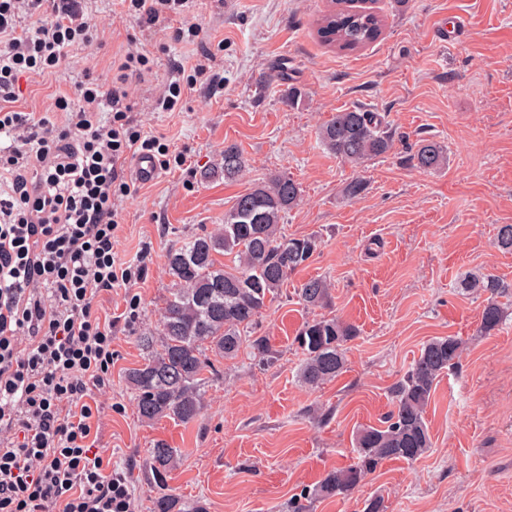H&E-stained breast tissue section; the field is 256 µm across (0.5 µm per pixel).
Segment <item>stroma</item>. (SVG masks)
I'll use <instances>...</instances> for the list:
<instances>
[{"instance_id":"1","label":"stroma","mask_w":512,"mask_h":512,"mask_svg":"<svg viewBox=\"0 0 512 512\" xmlns=\"http://www.w3.org/2000/svg\"><path fill=\"white\" fill-rule=\"evenodd\" d=\"M85 5L90 42L23 83L18 110L42 112L55 95L75 93L118 50L144 52L153 72L136 85L133 117L185 158L125 198L118 251L133 261L149 247L147 275L98 299L112 324L113 360L112 390L97 398L96 445L112 467L130 472L136 512H153L164 492L183 512H289L307 486L354 460L356 429L380 423L391 387L440 336L457 337L462 353L427 408L432 448L412 463H383L348 496L312 503L310 512H365L375 498L385 512H512V296L501 300L500 325L484 333L485 297L465 286L473 272L512 284V253L494 245L498 225L512 224V0H374L384 31L352 52L325 46L316 33L329 0H186L185 19L204 22L224 48L212 80L185 92L176 112L155 102L197 46L170 28L141 30L122 0ZM458 20L460 38L437 39ZM354 107L379 113L395 136L388 155L359 167L317 138L333 114ZM423 138L445 148L442 168L410 163ZM228 143L247 159L234 181L221 166ZM273 173L301 189L284 232L320 239L253 329L273 360L246 347L232 360L214 357L218 373L201 388L195 422L142 419L125 373L147 357L140 337L158 332L175 285L169 249L221 228L235 198ZM357 178L365 189L348 198ZM318 276L330 281V299L304 309L295 290ZM133 298L139 317L129 325ZM324 315L354 324L358 335L343 374L312 388L299 377L295 336ZM159 439L179 450L161 487L143 474Z\"/></svg>"}]
</instances>
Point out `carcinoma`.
Returning <instances> with one entry per match:
<instances>
[{
    "mask_svg": "<svg viewBox=\"0 0 512 512\" xmlns=\"http://www.w3.org/2000/svg\"><path fill=\"white\" fill-rule=\"evenodd\" d=\"M353 0H332V7L318 19L321 41L342 51H355L376 42L383 32V18ZM324 148L353 166L389 154L394 135L381 116L358 108L337 112L318 132ZM224 178L233 180L244 172L246 159L236 144L224 145ZM447 155L436 143L424 139L412 161L421 169L441 167ZM300 189L284 174H273L238 195L224 212L217 233H205L167 254V266L177 282L166 298L160 317L162 348L128 370L139 415L149 421L169 418L190 424L201 407L200 387L211 367L207 351L235 358L249 343L262 358L271 350L261 336L248 335L263 311L279 295L288 276L316 252L315 236L290 237L281 228L283 215L298 204ZM495 245L512 252V224L497 228ZM233 256L234 266L217 256ZM466 286L488 297L481 328L491 332L503 319L498 302L507 285L491 274H475ZM300 304L315 309L327 302L330 283L322 277L306 280L295 289ZM358 335L355 325L337 317L314 318L303 324L296 342L305 355L300 369L302 382L317 387L338 377L345 364L346 344ZM461 342L454 336L428 341L406 376L391 391V410L380 425H364L354 434L357 461L329 470L301 498L291 512H307V504L345 497L384 462H414L432 448L426 420L427 407L439 377L458 364ZM178 449L158 440L145 462L153 480L165 477ZM154 512H181L179 500L168 494L154 502Z\"/></svg>",
    "mask_w": 512,
    "mask_h": 512,
    "instance_id": "obj_1",
    "label": "carcinoma"
}]
</instances>
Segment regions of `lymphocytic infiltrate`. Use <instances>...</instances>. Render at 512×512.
<instances>
[{
    "label": "lymphocytic infiltrate",
    "instance_id": "f902f5d3",
    "mask_svg": "<svg viewBox=\"0 0 512 512\" xmlns=\"http://www.w3.org/2000/svg\"><path fill=\"white\" fill-rule=\"evenodd\" d=\"M50 12L21 28V10ZM182 0H128L139 27H165ZM81 0H0V512H135L127 472L106 468L94 438L95 394L112 389V327L102 292L140 279L121 261L122 202L136 190L130 158L160 170L181 165L132 118L131 85L152 71L148 55L113 57L110 83H81L49 112H21L20 80L52 72L88 43ZM203 46L157 104L171 112L210 68ZM110 107L102 121L101 107Z\"/></svg>",
    "mask_w": 512,
    "mask_h": 512
}]
</instances>
